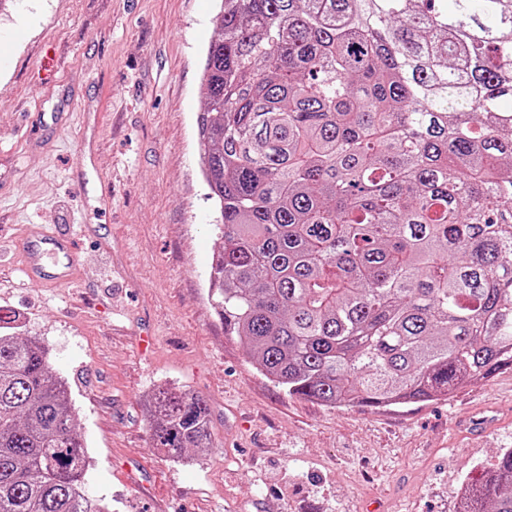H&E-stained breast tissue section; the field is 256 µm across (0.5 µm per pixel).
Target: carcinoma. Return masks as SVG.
<instances>
[{
  "label": "carcinoma",
  "mask_w": 512,
  "mask_h": 512,
  "mask_svg": "<svg viewBox=\"0 0 512 512\" xmlns=\"http://www.w3.org/2000/svg\"><path fill=\"white\" fill-rule=\"evenodd\" d=\"M198 115L209 297L291 397L406 407L512 368V0H221ZM0 309V512L86 508L67 381ZM154 448L208 401L148 399ZM460 512H512V448Z\"/></svg>",
  "instance_id": "cac0c4a2"
}]
</instances>
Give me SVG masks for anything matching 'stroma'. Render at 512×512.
<instances>
[{
	"label": "stroma",
	"instance_id": "1",
	"mask_svg": "<svg viewBox=\"0 0 512 512\" xmlns=\"http://www.w3.org/2000/svg\"><path fill=\"white\" fill-rule=\"evenodd\" d=\"M217 0H11L0 12V307L69 385L112 512H458L512 448V369L453 397L372 410L288 396L208 297L216 213L199 168ZM68 236L77 279L21 276L28 226ZM185 387L212 448L172 462L146 403ZM489 416L472 436L458 422Z\"/></svg>",
	"mask_w": 512,
	"mask_h": 512
}]
</instances>
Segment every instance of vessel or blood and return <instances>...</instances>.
I'll use <instances>...</instances> for the list:
<instances>
[{
	"label": "vessel or blood",
	"instance_id": "1",
	"mask_svg": "<svg viewBox=\"0 0 512 512\" xmlns=\"http://www.w3.org/2000/svg\"><path fill=\"white\" fill-rule=\"evenodd\" d=\"M20 268L27 280L52 287L74 281L77 267L67 237L30 227L20 239Z\"/></svg>",
	"mask_w": 512,
	"mask_h": 512
}]
</instances>
